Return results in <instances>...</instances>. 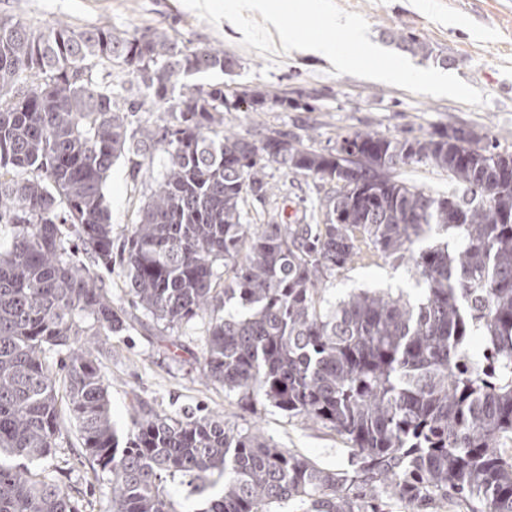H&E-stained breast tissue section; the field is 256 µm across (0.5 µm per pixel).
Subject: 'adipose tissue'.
<instances>
[{"mask_svg": "<svg viewBox=\"0 0 512 512\" xmlns=\"http://www.w3.org/2000/svg\"><path fill=\"white\" fill-rule=\"evenodd\" d=\"M224 7L230 23L233 24L253 14L266 17L269 26L263 46L273 54L287 57L295 53H305L322 58L339 70H347L358 64L356 58L341 51L337 44L314 36L302 39L296 33L281 29L275 22V14L269 8V0H227Z\"/></svg>", "mask_w": 512, "mask_h": 512, "instance_id": "ef3b65f1", "label": "adipose tissue"}]
</instances>
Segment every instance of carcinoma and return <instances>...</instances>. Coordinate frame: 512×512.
I'll return each mask as SVG.
<instances>
[{"label": "carcinoma", "instance_id": "obj_1", "mask_svg": "<svg viewBox=\"0 0 512 512\" xmlns=\"http://www.w3.org/2000/svg\"><path fill=\"white\" fill-rule=\"evenodd\" d=\"M233 66L156 29L0 17V512H80L57 456L71 424L93 477L109 475L107 512H512V154L355 133L354 171L291 140L258 145L224 129L223 87L193 82ZM138 112L158 122L132 130ZM157 150L166 164L120 253L132 306L169 329L211 315L203 374L336 432L351 469L136 395L118 435L96 344L130 323L103 287L104 185L117 159L138 173ZM273 163L330 185L309 223H244ZM411 163L448 171V195L402 180ZM433 231L449 238L414 250ZM364 246L412 262L423 299L325 301Z\"/></svg>", "mask_w": 512, "mask_h": 512}]
</instances>
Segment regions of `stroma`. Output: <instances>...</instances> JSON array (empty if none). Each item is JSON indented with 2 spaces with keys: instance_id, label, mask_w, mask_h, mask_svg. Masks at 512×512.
I'll return each instance as SVG.
<instances>
[{
  "instance_id": "obj_1",
  "label": "stroma",
  "mask_w": 512,
  "mask_h": 512,
  "mask_svg": "<svg viewBox=\"0 0 512 512\" xmlns=\"http://www.w3.org/2000/svg\"><path fill=\"white\" fill-rule=\"evenodd\" d=\"M328 3L366 32V42H342L345 51L360 58L356 70L339 72L323 60L305 56H272L259 47L267 27L262 15L244 19L251 34L245 40L223 26L218 15L199 14L186 0H0V17L22 18L42 27L60 22L84 28L107 26L128 35L150 26L190 48H222L234 67L202 76L201 81L223 85L228 99L239 100L238 109L225 113L224 126L256 143L273 131L307 134L313 149L328 153L343 137L361 131L412 138L460 128L472 134V147L493 142L500 151L512 153V0ZM409 35L426 43L429 55L415 53L405 41ZM389 61L403 63L407 75L375 80L374 71ZM419 71L450 74L457 93L415 84L409 75ZM250 89L279 97L281 103L252 111L239 99ZM305 103L310 106L306 112L301 109ZM165 162V154L158 152L149 169L138 174L121 159L112 167L104 192L117 239L127 236L151 192L153 176ZM269 172L273 190L265 201H246L247 222L264 224L284 216L301 223L311 202L324 194V186L276 164ZM356 288L400 290L414 301L422 296L411 264L382 259L370 250L344 276L326 284L323 295L335 302ZM208 325V319L199 317L181 329L165 330L142 315L132 330L107 338L104 372L111 383L117 429L125 428L130 398L136 394L159 413L205 411L222 418L234 431L258 426L282 447L324 468L347 467V445L335 432L288 418L262 399L240 401L203 376L199 360Z\"/></svg>"
}]
</instances>
